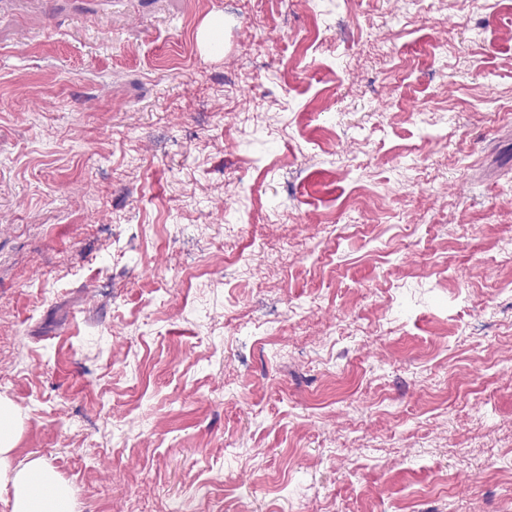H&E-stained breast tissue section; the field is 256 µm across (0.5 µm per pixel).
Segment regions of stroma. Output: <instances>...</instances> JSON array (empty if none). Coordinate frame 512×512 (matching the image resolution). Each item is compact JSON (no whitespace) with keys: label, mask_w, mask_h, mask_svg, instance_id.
<instances>
[{"label":"stroma","mask_w":512,"mask_h":512,"mask_svg":"<svg viewBox=\"0 0 512 512\" xmlns=\"http://www.w3.org/2000/svg\"><path fill=\"white\" fill-rule=\"evenodd\" d=\"M0 401V512H512V0H0ZM17 424V418L11 406L0 402V474L8 468L7 454L11 450V443ZM35 478L42 479L52 491L43 494L33 485ZM12 512H71V498L68 487L60 482L48 468L22 469L13 476Z\"/></svg>","instance_id":"1"}]
</instances>
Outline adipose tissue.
Returning <instances> with one entry per match:
<instances>
[{
    "label": "adipose tissue",
    "mask_w": 512,
    "mask_h": 512,
    "mask_svg": "<svg viewBox=\"0 0 512 512\" xmlns=\"http://www.w3.org/2000/svg\"><path fill=\"white\" fill-rule=\"evenodd\" d=\"M13 488L12 512H71L69 489L51 469L17 471Z\"/></svg>",
    "instance_id": "adipose-tissue-1"
}]
</instances>
